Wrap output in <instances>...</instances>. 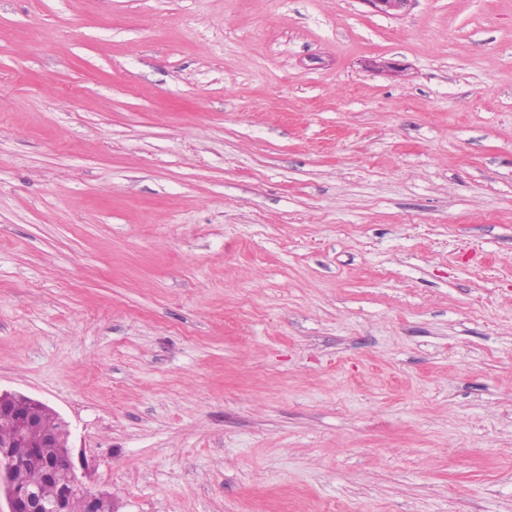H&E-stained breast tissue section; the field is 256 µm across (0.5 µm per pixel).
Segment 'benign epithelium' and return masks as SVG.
Returning a JSON list of instances; mask_svg holds the SVG:
<instances>
[{"label": "benign epithelium", "instance_id": "benign-epithelium-1", "mask_svg": "<svg viewBox=\"0 0 512 512\" xmlns=\"http://www.w3.org/2000/svg\"><path fill=\"white\" fill-rule=\"evenodd\" d=\"M375 12L386 16H397L403 11L410 0H363ZM33 407L27 417L29 428H38V414L48 409L43 402L20 393L0 392V418L13 417L20 414V401ZM31 447L36 449L34 458L40 465L44 476L52 480L56 478L59 463L67 465L73 476L70 487L59 491L53 498L46 499L39 492L30 489L24 480L23 469L13 453L12 444H0V498L5 499L8 512H70V498L77 493L82 498L83 512H117L112 495L104 492H93L76 473L71 447L69 446L68 425L52 432H38Z\"/></svg>", "mask_w": 512, "mask_h": 512}]
</instances>
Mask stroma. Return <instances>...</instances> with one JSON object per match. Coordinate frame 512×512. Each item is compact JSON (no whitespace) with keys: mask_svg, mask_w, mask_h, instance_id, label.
<instances>
[{"mask_svg":"<svg viewBox=\"0 0 512 512\" xmlns=\"http://www.w3.org/2000/svg\"><path fill=\"white\" fill-rule=\"evenodd\" d=\"M0 390L118 512H512V0H0Z\"/></svg>","mask_w":512,"mask_h":512,"instance_id":"obj_1","label":"stroma"}]
</instances>
